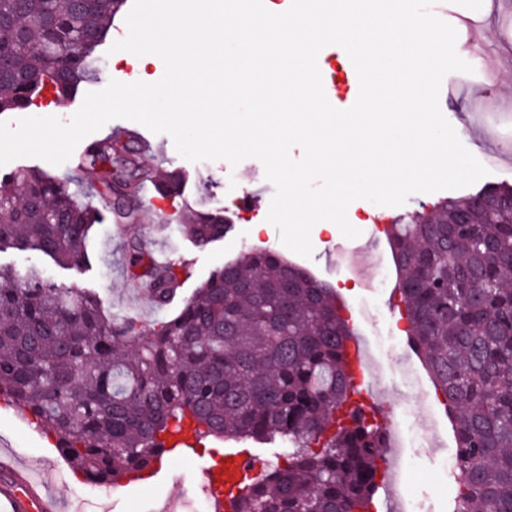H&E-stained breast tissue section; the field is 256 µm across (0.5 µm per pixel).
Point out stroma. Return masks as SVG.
Masks as SVG:
<instances>
[{
	"mask_svg": "<svg viewBox=\"0 0 512 512\" xmlns=\"http://www.w3.org/2000/svg\"><path fill=\"white\" fill-rule=\"evenodd\" d=\"M450 10L479 20L481 33L477 40L461 44L459 55L472 70L452 72L444 77L439 92L440 110L456 127L467 116L472 96H481L499 106L494 127L477 130L476 134L464 137L462 143L479 162L488 165L481 185L512 187V0H435L430 8L431 13L440 18ZM127 35L126 16L118 14L108 39L98 49L102 67L99 82L81 85L64 106L50 109L42 104L33 106L30 115L42 117L49 113L62 123H69L87 93L104 89L112 80L128 82L130 67L123 62L121 53L112 49L114 42ZM327 61L332 75L323 84L325 95L335 108H350L359 94L353 67L339 65L338 54L332 47L327 50ZM153 144V151L141 155V164L153 169L184 170L188 175L185 195L190 199L198 195L205 183L215 182L209 204L212 208L224 209L231 221L230 231L223 240L199 249L181 235L159 232L160 216L155 210H145L138 224L130 229L115 223L107 213L96 224L87 242L89 265L79 270L49 266L48 272L57 284L74 290L96 291L107 312L120 318L136 319L147 332L176 315L178 305L157 309L151 297L140 295L137 289L128 286L123 271V249L129 233L133 232L144 239L148 252H166L178 265L182 281L180 295L184 298L190 297L215 268L242 258L252 249L263 248L302 266L332 288L339 301L355 315L354 330L362 342H369L376 328L375 323L362 319L363 312L369 311L371 306H378L384 314L392 309L404 314V305L393 302L394 288L371 296L337 265L338 248L349 243L340 230L328 232L313 227V252L308 258L281 243L276 228L266 220L274 187L266 179L259 160L250 158L228 170L220 160L191 162L184 159L177 153L169 135H154ZM448 196L445 190L419 193L397 207L359 199L349 205L347 219L366 235L371 232L372 221L376 218L391 221L409 216L432 217L439 201ZM228 446V441L208 437L197 445L195 452L169 458L161 472L148 481L126 480L116 487L109 484L87 486L72 471L69 462L55 451L54 437L46 428L36 426L13 407L0 410V457L9 458L30 473L43 491L56 499L60 512H182L183 501L203 494V468L222 463ZM404 480L412 491L433 496L435 512H451V476L439 473L429 464L407 469Z\"/></svg>",
	"mask_w": 512,
	"mask_h": 512,
	"instance_id": "35a3bbf8",
	"label": "stroma"
}]
</instances>
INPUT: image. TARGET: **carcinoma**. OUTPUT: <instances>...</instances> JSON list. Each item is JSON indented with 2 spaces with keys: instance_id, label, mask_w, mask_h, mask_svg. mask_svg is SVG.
Returning <instances> with one entry per match:
<instances>
[{
  "instance_id": "carcinoma-1",
  "label": "carcinoma",
  "mask_w": 512,
  "mask_h": 512,
  "mask_svg": "<svg viewBox=\"0 0 512 512\" xmlns=\"http://www.w3.org/2000/svg\"><path fill=\"white\" fill-rule=\"evenodd\" d=\"M126 0H0V114L38 99L69 98L98 79L95 52ZM138 132L93 143L78 168L100 174L101 203L135 220L141 188L183 195L184 174L140 163ZM448 198L429 222L403 221L386 236L401 277L409 342L451 414L459 458L452 512H512V187ZM178 230L199 249L224 238V212L203 195ZM465 213L470 223L458 224ZM99 211L68 179L30 167L0 177V248L65 268L87 262ZM130 286L147 281L164 309L181 280L131 236ZM352 331L330 288L281 255L253 249L214 269L178 313L146 334L106 315L93 291L57 285L44 266L0 265V399L55 435L83 483L118 485L160 464L168 438L288 443L283 463L249 480L231 512H371L382 472L383 427L354 401L346 359Z\"/></svg>"
}]
</instances>
